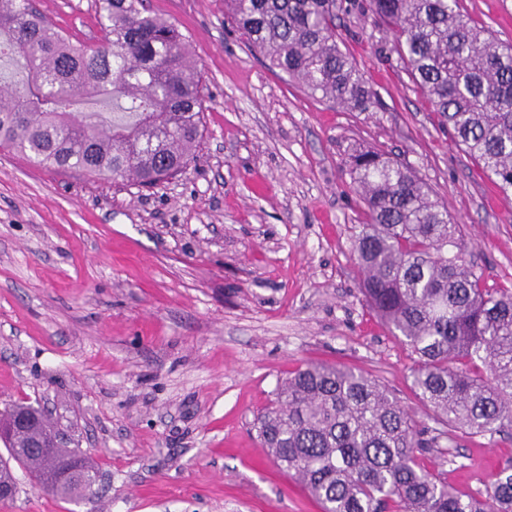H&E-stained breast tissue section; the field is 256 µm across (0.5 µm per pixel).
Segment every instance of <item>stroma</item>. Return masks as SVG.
<instances>
[{"label":"stroma","instance_id":"35a3bbf8","mask_svg":"<svg viewBox=\"0 0 512 512\" xmlns=\"http://www.w3.org/2000/svg\"><path fill=\"white\" fill-rule=\"evenodd\" d=\"M186 39L202 79L195 158L153 188L90 181L0 149V408L38 402L100 482L73 502L18 473L0 512H320L279 473L257 415L310 362L370 372L424 429L414 356L366 307L353 257L364 206L356 148L405 159L463 228L488 283L512 285V193L456 147L367 10L339 20L378 92L373 112L312 98L224 18V0H145ZM512 42V0H462ZM99 41L94 0H37ZM512 458V430L442 438L425 462L477 495Z\"/></svg>","mask_w":512,"mask_h":512}]
</instances>
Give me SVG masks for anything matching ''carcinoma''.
Masks as SVG:
<instances>
[{"label": "carcinoma", "mask_w": 512, "mask_h": 512, "mask_svg": "<svg viewBox=\"0 0 512 512\" xmlns=\"http://www.w3.org/2000/svg\"><path fill=\"white\" fill-rule=\"evenodd\" d=\"M356 0H224V16L271 67L310 96L372 112L378 93L341 48L336 20ZM104 39L89 45L46 20L30 0H0V60L20 63L0 105V147L42 167L99 180L155 186L193 158L203 100L186 37L148 13L144 0H95ZM394 37L412 83L488 178L512 192V44L461 10V0H369ZM123 112L107 121L83 98ZM364 203L352 250L360 292L389 332L415 355L411 387L442 434L467 437L512 427V287L488 284L459 246L462 227L406 161L381 151L351 158ZM0 460L56 496L91 492L97 470L55 441L40 407ZM258 437L277 469L299 480L321 512H512V461L480 496L420 462L430 444L401 401L369 373L307 363L277 385L258 417Z\"/></svg>", "instance_id": "1"}]
</instances>
